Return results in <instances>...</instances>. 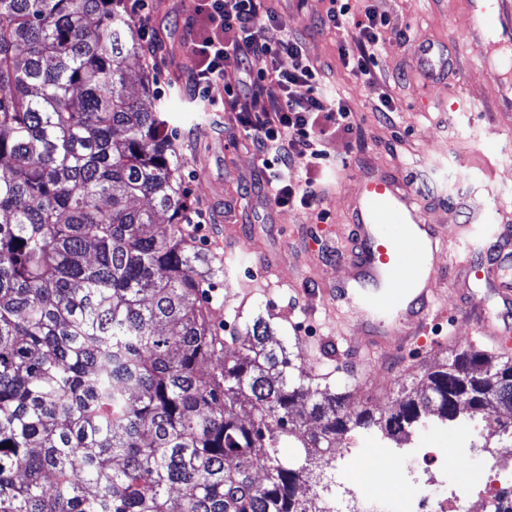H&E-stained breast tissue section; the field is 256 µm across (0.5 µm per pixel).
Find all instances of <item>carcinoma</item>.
<instances>
[{
    "label": "carcinoma",
    "instance_id": "1",
    "mask_svg": "<svg viewBox=\"0 0 512 512\" xmlns=\"http://www.w3.org/2000/svg\"><path fill=\"white\" fill-rule=\"evenodd\" d=\"M112 2L0 0V512H308L338 438L512 414V358L481 349L379 415L305 381L261 316L225 354L224 268L179 225L182 162L127 90Z\"/></svg>",
    "mask_w": 512,
    "mask_h": 512
}]
</instances>
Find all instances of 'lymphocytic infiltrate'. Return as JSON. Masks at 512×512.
<instances>
[{
	"mask_svg": "<svg viewBox=\"0 0 512 512\" xmlns=\"http://www.w3.org/2000/svg\"><path fill=\"white\" fill-rule=\"evenodd\" d=\"M275 21L262 0H194L187 25L195 34L193 95L212 108L235 113L257 147L260 169L274 203L308 208L316 199L312 181L301 182L297 170L312 172L327 159L322 148L326 127L353 129V108L328 94L324 75L305 54L299 35L269 42L264 32ZM331 29L351 30L337 53L352 74L374 93L384 117L397 107L376 77V46L391 21L370 10L353 11L350 0H329L324 21ZM224 97L211 98L215 84Z\"/></svg>",
	"mask_w": 512,
	"mask_h": 512,
	"instance_id": "lymphocytic-infiltrate-1",
	"label": "lymphocytic infiltrate"
}]
</instances>
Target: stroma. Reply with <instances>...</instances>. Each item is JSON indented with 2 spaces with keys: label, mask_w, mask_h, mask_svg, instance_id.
<instances>
[{
  "label": "stroma",
  "mask_w": 512,
  "mask_h": 512,
  "mask_svg": "<svg viewBox=\"0 0 512 512\" xmlns=\"http://www.w3.org/2000/svg\"><path fill=\"white\" fill-rule=\"evenodd\" d=\"M155 4L161 53L129 60L128 90L164 112L184 160L185 211L204 218L186 230L233 282L211 291L205 303L218 336L244 331L256 315L270 318L278 339L299 341L295 363L304 374H329L332 387H348L354 405L384 413L417 388L430 367L471 344L475 327L463 314L465 303L490 313L489 328L512 323L501 297L512 287V258H499L492 239L468 231L472 224L512 227V108L495 102L482 65L489 44L466 36L467 0H362L406 32L402 41L383 32L378 45V79L399 109L392 124L374 112L373 92L339 60L340 33L321 29L328 0H264L276 18L267 39L301 35L307 56L353 107L352 131L325 136L332 163L312 173L317 201L310 208L277 206L258 188L254 147L235 115L211 112L188 90L195 58L180 0ZM428 42L447 48L444 78L427 77L417 64ZM374 175L401 178L442 234L429 272L438 300L427 341L386 359L353 351L361 340L353 310L324 305L329 290L351 281L360 251L352 210L363 179ZM448 336L453 348L434 347L435 338ZM490 433L484 422L462 418L446 427L426 416L411 436L448 449V467L433 474L412 460L387 462L380 484L395 495L409 487L423 497L495 473L507 451L484 448Z\"/></svg>",
  "instance_id": "35a3bbf8"
}]
</instances>
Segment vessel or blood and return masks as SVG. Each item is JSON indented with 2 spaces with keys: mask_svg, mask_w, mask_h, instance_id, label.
Returning <instances> with one entry per match:
<instances>
[{
  "mask_svg": "<svg viewBox=\"0 0 512 512\" xmlns=\"http://www.w3.org/2000/svg\"><path fill=\"white\" fill-rule=\"evenodd\" d=\"M474 30L494 31L491 46L495 68L512 72V0H470ZM361 238V259L355 275L364 291L358 328L366 348L391 355L412 336L426 333L434 296L419 284V259L436 245L438 231L399 179L380 176L364 180L353 209ZM481 341L505 347L512 338L486 329L488 316L466 309Z\"/></svg>",
  "mask_w": 512,
  "mask_h": 512,
  "instance_id": "obj_1",
  "label": "vessel or blood"
}]
</instances>
